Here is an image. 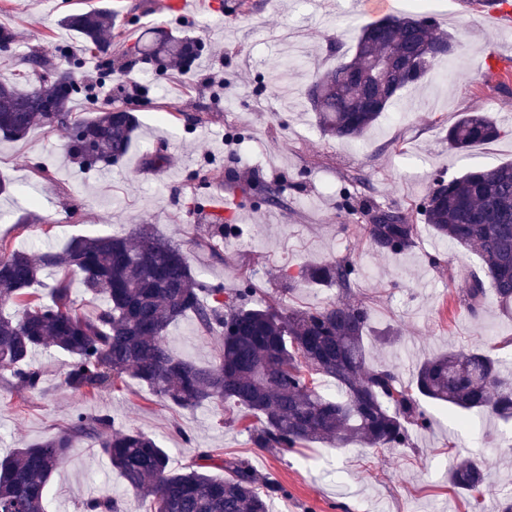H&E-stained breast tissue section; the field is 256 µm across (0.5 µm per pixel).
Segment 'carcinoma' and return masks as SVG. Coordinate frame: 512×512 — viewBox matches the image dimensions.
I'll list each match as a JSON object with an SVG mask.
<instances>
[{
    "label": "carcinoma",
    "instance_id": "cac0c4a2",
    "mask_svg": "<svg viewBox=\"0 0 512 512\" xmlns=\"http://www.w3.org/2000/svg\"><path fill=\"white\" fill-rule=\"evenodd\" d=\"M61 25L83 39L84 49L108 54L116 14L104 9L69 13ZM453 40L428 14L405 13L365 25L353 56L319 72L305 96L324 134L362 137L432 67L453 52ZM203 43L188 35L162 33L135 52L151 59L187 62ZM390 62L387 80L373 78V63ZM29 88L0 78V134L20 139L35 126L71 132L84 127L97 141V163L108 166L129 152L139 128L126 108L75 115L72 71L43 53L26 60ZM505 130L484 112H469L448 128V148L464 153L499 139ZM435 235L478 254L461 301L481 310L492 289L502 310L512 312V162L434 179L419 205ZM367 237L380 252H397L413 241L414 225L395 207H366ZM62 269L50 299L34 295L43 273ZM87 292L106 298L93 316L73 306L71 277ZM356 267L334 261L301 268L298 278L351 291ZM253 283L226 294L192 271L187 254L171 240L140 224L130 236H81L61 252L9 250L0 245V379L29 393L42 391V372L31 359L54 348L72 358L64 383L92 395L117 387L130 376L170 406L194 409L214 404L242 426L257 448L290 450L307 443H359L391 449L410 445L412 432L430 427L420 399L459 412L512 421V372L480 349H448L423 361L413 387L400 383L391 366L368 367L370 311L348 300L320 308L290 309L257 299ZM17 308L11 314L8 306ZM191 315L201 331L221 340L217 358L198 365L165 345L170 326ZM332 379L338 394L322 391ZM96 440L102 455L127 487L151 503V512H269L270 500L287 494L242 459H218L201 450L180 470L148 433L118 429L108 413L75 410L65 431L19 448L0 461V512H51L49 480L63 465L73 442ZM217 468L222 477L209 474ZM456 488L475 493L487 482L484 465L465 458L448 471ZM84 512H124L109 494L88 499Z\"/></svg>",
    "mask_w": 512,
    "mask_h": 512
}]
</instances>
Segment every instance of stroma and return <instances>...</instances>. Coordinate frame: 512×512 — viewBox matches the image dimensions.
Here are the masks:
<instances>
[{
  "label": "stroma",
  "mask_w": 512,
  "mask_h": 512,
  "mask_svg": "<svg viewBox=\"0 0 512 512\" xmlns=\"http://www.w3.org/2000/svg\"><path fill=\"white\" fill-rule=\"evenodd\" d=\"M91 8L117 11L120 35L112 40V73L98 90L99 102L77 96L72 109L91 116L122 103L119 85L138 82L146 94L135 110L137 136L108 176L68 157L65 131L37 126L20 140L0 136V177L9 184L0 195V239L19 249L54 251L78 236L127 234L149 224L183 246L206 284L229 292L250 281L285 310L345 296L297 273L308 264L347 260L357 269L347 296L369 308L375 333L392 337L372 342L371 366L395 367L408 385L418 363L450 347L483 349L512 363V346H499L512 336V316L494 294H487L476 317L459 302L480 270L478 256L438 239L418 212L435 175L459 176L512 160V79L477 63L491 54L512 64V25L488 26L484 10L441 0L434 9L441 29L470 45L472 57L453 54L404 90L392 114L347 141L323 134L304 91L338 54L352 56L360 28L376 21L355 0H246L232 26L224 14L199 6L164 11L161 0H0V26L15 34L10 54H0V74L21 71L33 51L52 55L62 46L78 56V84L95 79L100 56L82 52L80 36L59 24L64 13ZM182 28L204 43L188 72L166 78L131 55L141 35ZM218 71L235 75L236 85H208ZM463 112L488 113L504 136L465 155L449 152L445 135ZM159 148L167 161L156 166L151 158ZM255 182L273 188L276 203L254 195ZM217 197L241 198L230 218L239 232L197 246ZM365 201L408 213L411 246L397 253L372 250ZM76 202L81 210L74 217ZM23 212L32 215L31 223H17ZM284 272L296 277L285 293ZM165 342L174 355L199 365L209 364L217 348L190 316L169 328ZM68 361L54 350L35 353L32 363L44 376L39 394L0 382V458L57 434L79 407L151 434L176 467L203 449L247 461L287 488V496L273 499V512H501L512 501L510 423L474 417L458 429L447 408L431 404L436 425L396 451L356 443L269 451L254 447L248 433L226 423L216 408L164 406L131 377L111 391H71L63 383ZM465 457L480 458L489 474L488 485L471 496L448 481L449 468ZM49 491L53 512H82L85 499L104 494L123 498L126 512L150 508L87 439L75 442Z\"/></svg>",
  "instance_id": "obj_1"
}]
</instances>
